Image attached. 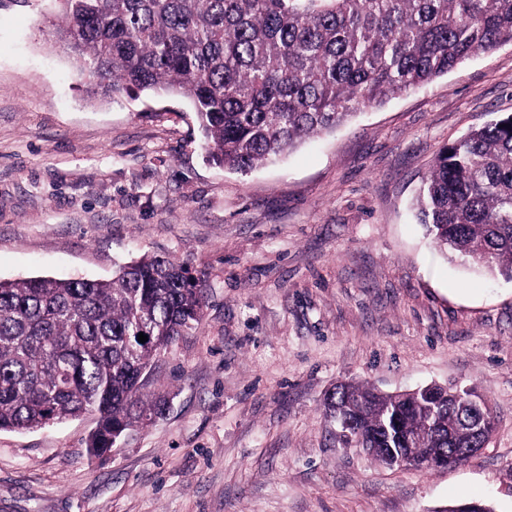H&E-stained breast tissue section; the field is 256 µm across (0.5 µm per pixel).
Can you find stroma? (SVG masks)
<instances>
[{
	"label": "stroma",
	"instance_id": "35a3bbf8",
	"mask_svg": "<svg viewBox=\"0 0 512 512\" xmlns=\"http://www.w3.org/2000/svg\"><path fill=\"white\" fill-rule=\"evenodd\" d=\"M59 24L0 0V280L162 255L206 308L152 371L166 412L110 456L89 414L0 431V512H512V278L441 254L414 209L443 144L512 113V44L241 174L182 97L88 100ZM340 382L472 387L495 432L466 465L390 467L337 443Z\"/></svg>",
	"mask_w": 512,
	"mask_h": 512
}]
</instances>
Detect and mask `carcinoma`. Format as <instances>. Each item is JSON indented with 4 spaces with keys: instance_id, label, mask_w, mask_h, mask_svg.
Segmentation results:
<instances>
[{
    "instance_id": "cac0c4a2",
    "label": "carcinoma",
    "mask_w": 512,
    "mask_h": 512,
    "mask_svg": "<svg viewBox=\"0 0 512 512\" xmlns=\"http://www.w3.org/2000/svg\"><path fill=\"white\" fill-rule=\"evenodd\" d=\"M58 38L88 93L189 101L214 164L240 173L333 131L357 111L512 43V0H57ZM417 208L439 250L512 276V114L440 148ZM201 276L143 256L110 280H0V431L91 414L90 456L166 409L156 358L203 318ZM148 341H138L139 333ZM323 416L385 465L432 467L481 448L490 401L435 387L383 394L341 382ZM442 512H492L480 500Z\"/></svg>"
}]
</instances>
